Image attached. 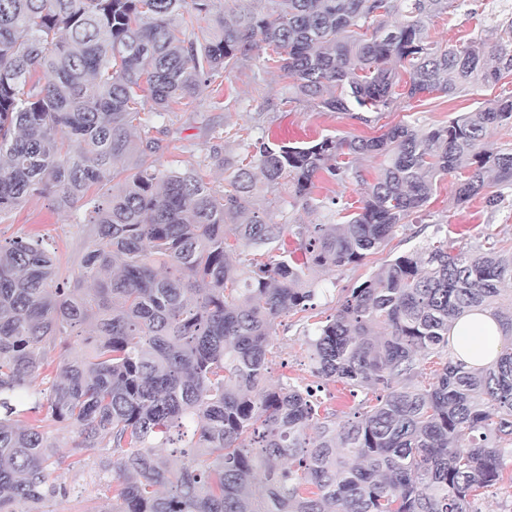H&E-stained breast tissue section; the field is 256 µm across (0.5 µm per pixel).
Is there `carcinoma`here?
<instances>
[{"label": "carcinoma", "instance_id": "carcinoma-1", "mask_svg": "<svg viewBox=\"0 0 512 512\" xmlns=\"http://www.w3.org/2000/svg\"><path fill=\"white\" fill-rule=\"evenodd\" d=\"M212 2L0 0V216L42 193L95 225L66 276L42 240L0 243V512L66 496L52 479L57 423L77 430L75 463L100 451L112 512H479L490 489L511 495L512 346L475 367L448 336L479 310L512 341V304H498L512 248L453 254L430 242L345 296L308 339L315 377L376 392L344 420L320 414L309 385H269L267 367L275 319L308 309L314 274L385 247L441 177L461 205H501L512 150L484 141L512 126V91L422 135L400 123L260 144L266 187L289 182L306 205L322 171L364 186L342 222L297 226L303 262L283 249L292 225L254 208L244 161L224 159L234 175L218 187L164 169L142 114L148 100L158 114L188 105L259 42L279 55L288 89L329 112L495 86L512 75V18L496 20L493 45L443 44L427 22L465 0H272L270 12L229 19ZM368 159L379 162L371 183ZM65 336L85 353L71 355ZM48 347L60 351L41 389ZM188 427L177 465L159 449Z\"/></svg>", "mask_w": 512, "mask_h": 512}]
</instances>
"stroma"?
Returning <instances> with one entry per match:
<instances>
[{
    "label": "stroma",
    "mask_w": 512,
    "mask_h": 512,
    "mask_svg": "<svg viewBox=\"0 0 512 512\" xmlns=\"http://www.w3.org/2000/svg\"><path fill=\"white\" fill-rule=\"evenodd\" d=\"M511 14L512 0H468L466 6L449 9L434 19L430 34L435 40L452 43L477 34L488 37L494 16ZM268 55L266 45L257 44L247 65L233 71L223 84L205 85L192 104L153 117V136L162 144L177 147L175 153H163L164 168L198 166L218 186L226 176L224 159L242 155L248 143L261 140L272 146L295 147L326 136L372 137L402 121L425 133L447 125L450 119L494 96L489 88L454 97L423 95L403 100L396 110L369 113L362 121L355 113L328 112L303 97L288 100L287 81L278 68L264 65ZM313 196L323 201V208L309 209L295 202L292 190L286 186L274 195L261 193L257 205L278 224H333L340 220L338 203L359 207L362 190L355 183L341 184L321 173L314 179ZM93 235V225L77 223L75 214L58 210L51 198L41 194L28 197L22 206L0 218V242L20 236L42 238L64 271L76 269ZM439 239L447 241L453 250L472 249L488 239L511 246L512 201L497 210L478 199L457 205L452 179L443 177L419 219L398 228L387 245L368 255L362 264L319 273L312 308L276 319L269 382L275 384L291 377L315 386L323 407L340 413L366 399V392L354 395L339 383L319 384L312 374L307 335L335 312L351 288L385 261ZM57 437L63 463L54 478L65 485L67 495L47 500L43 512H112V491L94 465L96 451H84L82 464H75L71 449L75 428H62Z\"/></svg>",
    "instance_id": "1"
}]
</instances>
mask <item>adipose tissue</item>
Masks as SVG:
<instances>
[{
    "label": "adipose tissue",
    "mask_w": 512,
    "mask_h": 512,
    "mask_svg": "<svg viewBox=\"0 0 512 512\" xmlns=\"http://www.w3.org/2000/svg\"><path fill=\"white\" fill-rule=\"evenodd\" d=\"M497 322L485 312L461 318L450 333V342L458 357L468 364L488 365L500 350Z\"/></svg>",
    "instance_id": "1"
}]
</instances>
